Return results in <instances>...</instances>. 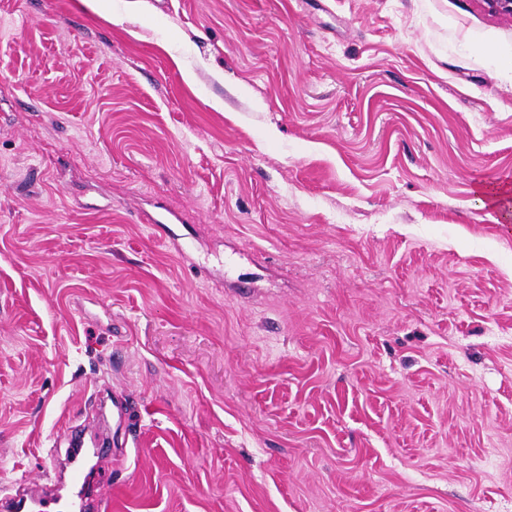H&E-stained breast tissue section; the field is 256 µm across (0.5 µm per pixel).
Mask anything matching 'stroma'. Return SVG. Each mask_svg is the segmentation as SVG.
Masks as SVG:
<instances>
[{"instance_id":"35a3bbf8","label":"stroma","mask_w":512,"mask_h":512,"mask_svg":"<svg viewBox=\"0 0 512 512\" xmlns=\"http://www.w3.org/2000/svg\"><path fill=\"white\" fill-rule=\"evenodd\" d=\"M482 183L512 19L480 0H0V496L102 390L94 512H512Z\"/></svg>"}]
</instances>
